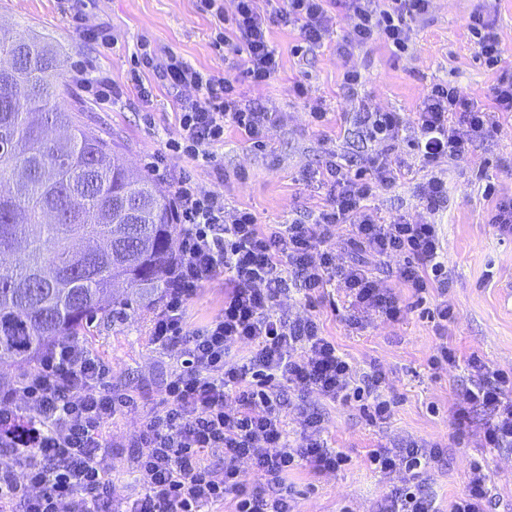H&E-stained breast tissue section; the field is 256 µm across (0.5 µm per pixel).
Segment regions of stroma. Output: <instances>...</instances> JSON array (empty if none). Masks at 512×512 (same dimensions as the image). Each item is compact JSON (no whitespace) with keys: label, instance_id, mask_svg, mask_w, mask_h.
<instances>
[{"label":"stroma","instance_id":"stroma-1","mask_svg":"<svg viewBox=\"0 0 512 512\" xmlns=\"http://www.w3.org/2000/svg\"><path fill=\"white\" fill-rule=\"evenodd\" d=\"M81 10L84 20L78 26L61 11L59 0H0V26H33L52 32L65 44L64 75L71 100L83 106L88 124L111 132L119 162L151 177L155 156L165 153L162 169L167 175H189L223 193L227 207L252 211L262 225L285 224L326 205V191L311 175L324 169L330 153L357 162L364 154L388 150L412 160L408 131L392 142L362 143L357 112L396 111L412 121L431 82L437 80L458 83L469 96L490 101L497 74L478 59L468 31L473 13L495 18L501 65L512 68V0H432L428 13L414 23L409 50L403 54L378 39L351 56L337 55V42L351 28L342 15L330 39L310 49L304 47L299 30L274 24L270 41L279 57L277 77L266 85L239 81L237 86L243 99L273 115L274 122L265 131L266 150H256L243 132L230 127L223 142L210 147L207 158L191 159L166 149L167 141L177 135V102L186 89L167 87L150 70L143 73L149 97H141L131 84L142 44H149L158 59L174 53L216 78H238L243 58L214 48V20L198 11L196 0H83ZM352 68L362 75L354 90L343 80ZM86 73L107 75L123 89V97L108 108L98 105L85 90ZM299 83L308 87V98L296 95ZM319 100L328 115L318 125L309 110ZM441 176L448 185V201L439 210L423 206L425 174L416 167L371 199L370 206L388 223L436 225L454 310L447 327L437 328L430 317L438 299L434 291L420 304L406 297L407 308L399 321L369 314L366 328L357 333L348 331L342 320L347 301L340 289L331 287L310 299L293 292L281 301V312L317 320L323 335L360 371L382 369L383 392L394 400L391 418L375 424L358 402L307 398V407L323 417L324 439L346 462L321 474L304 465L293 471L288 483L296 512H379L407 475L399 469L376 471L368 456L372 450L408 440L442 447V457L422 477L436 512H449L465 492L476 461L488 476L496 512H512V447H485L481 416H474L463 435L454 421L470 384L465 364L470 354H478L491 368L512 371V236L489 222L495 203L512 199V118H501L497 128L462 157L442 164ZM489 184L494 187L490 193L485 190ZM223 305L224 278L219 275L189 300L188 326H199ZM150 327V313L131 310L121 320L98 322L89 343L111 366L113 388L135 399L107 427L112 441V498L118 506L143 494L135 441L146 416L165 407L166 387L176 367L170 353L151 345ZM443 342L455 348L459 362L430 368L428 360Z\"/></svg>","mask_w":512,"mask_h":512}]
</instances>
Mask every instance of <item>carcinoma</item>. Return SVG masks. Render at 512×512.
I'll use <instances>...</instances> for the list:
<instances>
[{
	"mask_svg": "<svg viewBox=\"0 0 512 512\" xmlns=\"http://www.w3.org/2000/svg\"><path fill=\"white\" fill-rule=\"evenodd\" d=\"M62 52L48 32L0 28V59L25 54L0 74V390L96 320L159 306L182 234L168 193L65 107Z\"/></svg>",
	"mask_w": 512,
	"mask_h": 512,
	"instance_id": "1",
	"label": "carcinoma"
}]
</instances>
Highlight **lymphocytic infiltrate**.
I'll use <instances>...</instances> for the list:
<instances>
[{"mask_svg":"<svg viewBox=\"0 0 512 512\" xmlns=\"http://www.w3.org/2000/svg\"><path fill=\"white\" fill-rule=\"evenodd\" d=\"M233 2L229 17L220 0H197V9L215 20V46L244 55L243 79L260 85L279 70L271 23L299 29L311 46L330 34L341 9L353 26L340 53L377 39L403 52L411 41L412 22L428 12L431 0H286L285 7L269 11L258 0ZM226 24L231 27L227 33L222 30ZM469 31L486 66L499 68L494 19L472 14ZM142 63L170 86L200 92L199 98L179 101V130L170 150L199 158L222 142L232 126L255 148L264 147L272 115L244 103L232 80L207 75L173 54L159 65L146 54ZM492 96L488 106L448 81L428 88L412 126V146L428 174L422 192L427 209L448 201L438 167L463 155L497 126L501 115L512 112L511 69L500 70ZM403 127L397 112L366 110L358 116L365 142L395 139ZM404 170V163L387 153L367 155L354 170L329 161L322 173L328 204L305 219L271 227L258 224L249 210L226 209L222 194L189 177L171 182L173 217L183 224L184 234L150 341L176 357L167 385L172 402L147 417L139 434L138 480L145 493L125 512H204L229 500L234 512H293L286 484L290 471L302 464L316 474L333 471L343 457L321 440L323 419L306 407L299 410L300 442H288L290 392L332 402L356 400L372 419L390 418L394 402L381 391L384 373L359 371L323 336L317 321L288 317L278 304L289 292L309 297L334 285L349 299L344 318L349 329H363L370 311L392 322L400 319L404 306L393 287L365 265L337 262L331 251L313 257L315 243L327 241L337 225L345 224L357 250L381 258L403 256L399 284L417 298L436 289L442 300L434 314L444 322L451 319L448 270L435 226L386 224L367 206ZM220 272L226 276L223 308L189 329L188 300ZM235 342L247 346L238 358L229 353ZM467 365L466 404L454 413L459 432H466L479 411L485 446L511 448L512 371L490 369L475 353ZM231 390L236 393L232 409L226 405ZM1 398L0 451L11 454L18 466L0 469V512H112V443L105 428L134 401L113 392L104 360L83 343L60 342L41 354L37 371L19 389ZM214 454L223 456V466L210 463ZM441 455L439 444L410 440L401 448L373 450L370 462L383 472L401 469L416 475ZM244 462L260 477V485H248L240 469ZM493 506L487 476L480 463H473L466 491L450 512H491Z\"/></svg>","mask_w":512,"mask_h":512,"instance_id":"f902f5d3","label":"lymphocytic infiltrate"}]
</instances>
